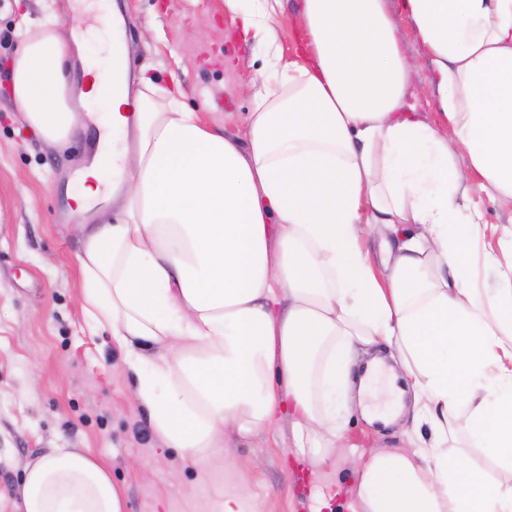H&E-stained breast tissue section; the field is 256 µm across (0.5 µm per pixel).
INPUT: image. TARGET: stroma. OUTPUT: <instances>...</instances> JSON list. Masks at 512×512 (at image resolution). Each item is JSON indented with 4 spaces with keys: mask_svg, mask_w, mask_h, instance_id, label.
Wrapping results in <instances>:
<instances>
[{
    "mask_svg": "<svg viewBox=\"0 0 512 512\" xmlns=\"http://www.w3.org/2000/svg\"><path fill=\"white\" fill-rule=\"evenodd\" d=\"M73 0H0V512H12L22 464L51 448H85L106 463L126 512H212L227 497L246 512H349L353 468L379 451H407L417 428L410 414L389 425L353 413L334 460L312 466L294 452L288 419L263 447L219 449L199 475L153 431L130 397L134 379L110 334L85 318L79 225L111 220V207L78 214L77 168L95 141L81 124L63 142L46 141L10 91L21 34L47 14L87 27ZM135 78L181 87L189 110L237 132L252 109L251 89L267 53L243 41L225 0H116ZM475 203L485 245L512 239V215L487 194Z\"/></svg>",
    "mask_w": 512,
    "mask_h": 512,
    "instance_id": "stroma-1",
    "label": "stroma"
}]
</instances>
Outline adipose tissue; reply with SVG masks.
I'll use <instances>...</instances> for the list:
<instances>
[{
	"label": "adipose tissue",
	"mask_w": 512,
	"mask_h": 512,
	"mask_svg": "<svg viewBox=\"0 0 512 512\" xmlns=\"http://www.w3.org/2000/svg\"><path fill=\"white\" fill-rule=\"evenodd\" d=\"M279 0L242 34L277 46ZM430 66L438 121L409 89L387 0H303L304 48L273 56L243 132L142 80L112 42L85 62L98 147L79 201L82 298L136 379L157 435L206 472L230 441L260 447L287 414L326 465L354 396L399 402L359 354L385 346L428 430L417 450L359 463L352 512H512V243L479 250L480 193L512 212V0H402ZM75 29L26 33L12 94L46 140L78 122L60 70ZM496 269L478 287L475 252ZM158 347L149 356L145 347ZM14 512H124L101 463L73 448L28 462Z\"/></svg>",
	"instance_id": "adipose-tissue-1"
}]
</instances>
